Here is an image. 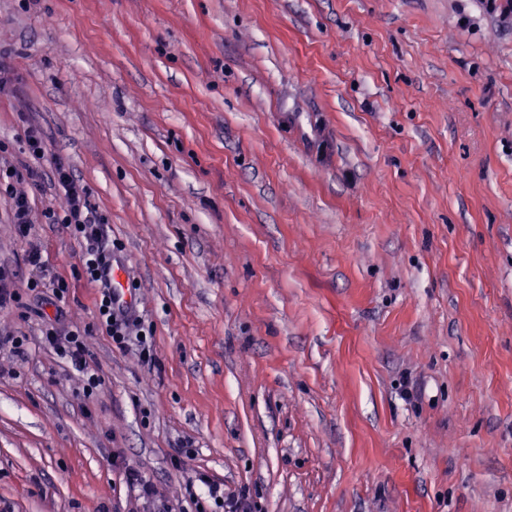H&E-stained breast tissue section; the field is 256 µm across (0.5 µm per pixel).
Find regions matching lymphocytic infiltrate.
Segmentation results:
<instances>
[{"mask_svg": "<svg viewBox=\"0 0 512 512\" xmlns=\"http://www.w3.org/2000/svg\"><path fill=\"white\" fill-rule=\"evenodd\" d=\"M48 174L53 177L61 205L56 209L47 208L44 216L50 223L66 225L75 236L86 243L82 256L83 274L88 282L100 286L96 300L98 329L119 345L126 343L128 336H135L141 345L142 355H149L147 335L140 321L135 317L131 306L121 302L110 287L109 268L112 264V251L103 240V220L90 202L88 189L75 178L69 165L57 159L46 170L38 167H29L22 172L14 168L0 169V181L22 180L30 184L31 188L37 189L40 188L44 176ZM50 284L53 288L55 319L46 324L42 341L51 347L58 357L66 360L82 374L85 391H93L100 379L90 367L91 354L85 341V328L73 325L62 334L54 325L55 320L62 318L64 314L69 285L64 279L56 277L51 278Z\"/></svg>", "mask_w": 512, "mask_h": 512, "instance_id": "1", "label": "lymphocytic infiltrate"}]
</instances>
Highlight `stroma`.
I'll return each mask as SVG.
<instances>
[{"label":"stroma","instance_id":"obj_1","mask_svg":"<svg viewBox=\"0 0 512 512\" xmlns=\"http://www.w3.org/2000/svg\"><path fill=\"white\" fill-rule=\"evenodd\" d=\"M0 166L38 128L152 336L94 329L84 242L0 190V512H512V13L487 0H0ZM69 284L100 384L40 340ZM134 467L157 491L128 489ZM208 495L214 501L221 500L223 503L219 507L224 506L225 512H250V505L247 503V498L238 493L224 494V489L219 484H208Z\"/></svg>","mask_w":512,"mask_h":512}]
</instances>
